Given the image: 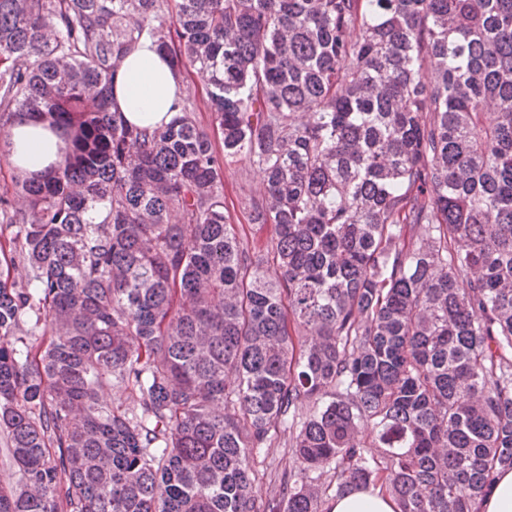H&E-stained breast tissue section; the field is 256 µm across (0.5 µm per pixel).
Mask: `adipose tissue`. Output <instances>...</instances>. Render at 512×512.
Segmentation results:
<instances>
[{
  "mask_svg": "<svg viewBox=\"0 0 512 512\" xmlns=\"http://www.w3.org/2000/svg\"><path fill=\"white\" fill-rule=\"evenodd\" d=\"M114 105L138 126L155 127L170 121L184 95L167 60L150 38H141L125 57L113 83ZM8 161L23 173H41L66 153L64 140L46 122L20 121L9 136ZM328 512H398L396 501L371 487L332 498Z\"/></svg>",
  "mask_w": 512,
  "mask_h": 512,
  "instance_id": "1",
  "label": "adipose tissue"
}]
</instances>
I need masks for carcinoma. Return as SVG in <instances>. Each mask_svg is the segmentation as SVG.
<instances>
[{"mask_svg": "<svg viewBox=\"0 0 512 512\" xmlns=\"http://www.w3.org/2000/svg\"><path fill=\"white\" fill-rule=\"evenodd\" d=\"M144 36L209 127L114 108ZM23 119L68 147L0 193V512H474L512 468V0H0ZM235 165L225 172L226 184L225 193L230 207L231 214L234 217L235 224H244V229L251 239L253 237L250 226L244 217L243 209L239 203L242 196H260L265 190L263 176L254 169H249L247 174L243 176L242 182L237 179V175H233ZM239 178V177H238ZM271 463L272 466H269ZM252 465L258 472L257 495L265 498L278 494L282 473L284 471L293 473L298 465L288 448V433L281 432L270 448H263L260 453H257ZM333 497L327 512H399L396 501L378 487Z\"/></svg>", "mask_w": 512, "mask_h": 512, "instance_id": "carcinoma-1", "label": "carcinoma"}]
</instances>
